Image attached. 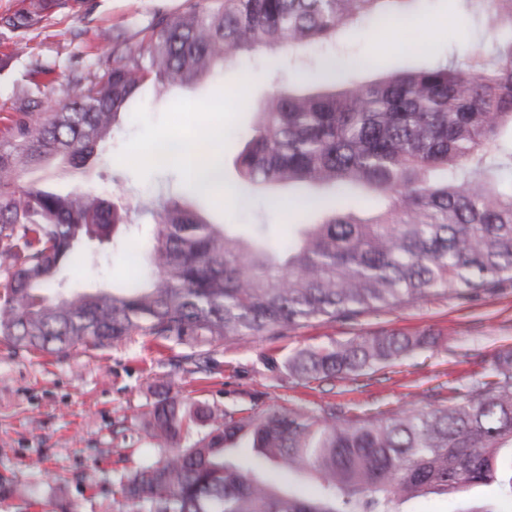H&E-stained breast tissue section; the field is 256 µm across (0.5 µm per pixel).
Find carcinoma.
<instances>
[{"instance_id": "carcinoma-1", "label": "carcinoma", "mask_w": 512, "mask_h": 512, "mask_svg": "<svg viewBox=\"0 0 512 512\" xmlns=\"http://www.w3.org/2000/svg\"><path fill=\"white\" fill-rule=\"evenodd\" d=\"M413 0H189L156 16L138 49L112 62L46 117L16 112L0 143V341L59 355L130 336L204 347L422 300L512 284V0H462L500 33L484 55L367 82L336 57L266 99L238 156L243 187L304 189L288 242L269 225L245 238L188 205L153 211L148 272L108 293L62 290L85 238L120 242L127 211L92 190L59 192L22 174L52 158L98 156L148 80L192 89L259 48L300 54L335 46L342 28L383 3ZM361 190L384 201L361 218ZM427 336H362L305 349L284 366L335 380L400 359ZM157 460L112 480L121 512H409L434 495L493 482L512 512V351L448 403L347 415L313 409L221 410L163 397L144 414ZM177 449L171 452L169 446ZM288 475L294 482L283 481ZM308 483L307 494L294 483Z\"/></svg>"}]
</instances>
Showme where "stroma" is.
Returning a JSON list of instances; mask_svg holds the SVG:
<instances>
[{"label":"stroma","instance_id":"1","mask_svg":"<svg viewBox=\"0 0 512 512\" xmlns=\"http://www.w3.org/2000/svg\"><path fill=\"white\" fill-rule=\"evenodd\" d=\"M184 0H43L38 21L14 30L6 21L23 0H0V129L15 112L45 108L77 92L83 77L112 57L113 45L138 48L155 13ZM417 35L378 19L348 29L336 43L343 62L369 60L365 80L464 59L491 48L497 37L485 18L462 0H415ZM320 48L272 67L264 54L246 55L191 91L145 85L111 140L81 176L82 185L131 206L130 221L151 223L135 211L139 202L176 200L215 224H274L288 239L299 206L275 207L260 189L249 207L238 203L235 159L239 132L249 129L274 89H287L289 69L314 70ZM226 133L217 156L225 172L221 188L200 195L181 157L164 167L147 164V148ZM145 236L132 232L108 263L87 262L67 272L72 288L120 287L139 272ZM430 336L433 344L391 363L333 382L289 375L285 360L361 336ZM512 347V285L468 301L432 295L354 320L316 321L278 336L210 346L209 377L177 367L186 346H157L135 336L104 349L76 348L67 356H43L0 342V512H52L67 503L76 512H118L112 478L158 457L144 429V414L161 388L227 409H294L331 404L342 412H389L445 402L453 389L484 375L496 355Z\"/></svg>","mask_w":512,"mask_h":512}]
</instances>
